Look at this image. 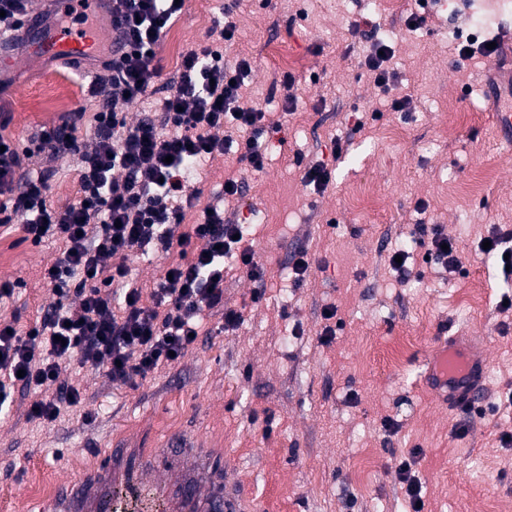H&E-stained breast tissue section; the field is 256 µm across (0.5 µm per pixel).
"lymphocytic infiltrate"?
<instances>
[{"label": "lymphocytic infiltrate", "mask_w": 512, "mask_h": 512, "mask_svg": "<svg viewBox=\"0 0 512 512\" xmlns=\"http://www.w3.org/2000/svg\"><path fill=\"white\" fill-rule=\"evenodd\" d=\"M181 11L175 0H112V56L87 87L99 101L90 127L75 112L41 127L24 147L0 134V225L21 224L33 244L51 240L59 248L43 271L56 300L41 319L21 331L15 319L0 317V412L10 410L18 389L55 381L72 360L119 387L154 376L194 345L204 312H221L217 332L240 324L241 313L224 305L225 264L266 281L254 251L239 246L237 213L213 204L199 222H184L198 199L188 190L189 164L223 154L231 125L246 133L241 161L262 171L260 139L269 124L264 109L242 99L249 55L224 62L223 45L236 31L230 22L219 45L188 50L168 92L156 96L159 41ZM147 103L152 115L129 124L126 107ZM62 155L77 159V193L59 207L36 165ZM152 248L172 260L147 290L128 260ZM82 402V386L70 384L56 398L33 401L28 418L52 423Z\"/></svg>", "instance_id": "lymphocytic-infiltrate-1"}]
</instances>
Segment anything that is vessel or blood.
Returning <instances> with one entry per match:
<instances>
[{
	"mask_svg": "<svg viewBox=\"0 0 512 512\" xmlns=\"http://www.w3.org/2000/svg\"><path fill=\"white\" fill-rule=\"evenodd\" d=\"M92 35L81 27H64L52 37L34 42L33 49L46 55L77 57L91 52ZM496 127L512 134V85L489 93ZM490 367L467 336H449L430 349L423 364L422 382L448 410L477 406L487 398ZM191 461L173 476L159 475L158 449L127 451L121 441H113L104 452V465L93 475L80 476L62 488L47 504L48 512H113L114 491L129 497L160 503L164 512H240L238 499L224 490V473L215 470L205 489H195L199 465L209 464L213 453L192 438H175Z\"/></svg>",
	"mask_w": 512,
	"mask_h": 512,
	"instance_id": "obj_1",
	"label": "vessel or blood"
}]
</instances>
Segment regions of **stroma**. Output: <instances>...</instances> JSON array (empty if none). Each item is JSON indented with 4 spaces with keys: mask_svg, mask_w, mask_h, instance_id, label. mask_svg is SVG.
Listing matches in <instances>:
<instances>
[{
    "mask_svg": "<svg viewBox=\"0 0 512 512\" xmlns=\"http://www.w3.org/2000/svg\"><path fill=\"white\" fill-rule=\"evenodd\" d=\"M486 1L430 0L429 21L415 30L405 20L419 11L418 0H210L205 9L185 0L160 39L162 79L181 61L169 50L171 40L182 51L206 44L226 18L237 32L225 59L246 54L253 61L245 102L265 105L274 92L279 73L263 64L264 43H288L305 62L294 73L297 106L267 138L265 169L251 171L228 152L193 185L205 204L225 178H242L245 203L270 213L243 238L269 273L264 298L252 302L255 282L230 271L224 302L242 314L237 329L199 337L178 363L135 386L116 389L102 373L63 368L43 396L81 384L91 423L70 411L52 424L28 421L35 396L17 393L10 412L0 415V512H28L32 469L62 484L76 474V454L98 453L116 438L135 448L179 435L221 455L225 484L244 512H268L273 497L286 499L292 512H410L398 474L404 459L412 462L422 512H488L493 501L512 506V446L499 440L500 431L512 430V310L499 309L503 296L512 297V283L479 249L493 230H512V141L497 131L482 85L495 56L459 54L462 38L501 40L502 20L512 21V0H494L491 10ZM474 11L488 16L483 30L470 24ZM361 18L398 33L388 63L397 79L388 91L362 63L368 44L354 30ZM108 47L99 42L80 58L43 57L28 46L0 56L7 134L22 142L66 113L93 112L82 77L99 69ZM403 95L411 98L408 110H393V99ZM450 107L466 119L448 131L439 115ZM321 160L333 175L317 194L302 174ZM487 165L492 182L479 194L465 193ZM363 183L380 189L378 212L350 206V190ZM418 224L440 225L456 241L458 271L426 260V246L409 239ZM402 242L409 250L405 280L389 265ZM303 248L311 266L297 287L283 271ZM56 256L52 242L24 241L21 227L0 230V282L17 285L0 314L16 315L19 330L54 302L42 272ZM475 278L485 284L483 300L466 314L459 294ZM327 308L335 310L333 319H324ZM422 314L428 333L399 367L361 362L365 342L387 346ZM327 326L335 334L325 342ZM452 334L480 337L490 363L488 400L499 406L474 418L462 438L454 431L463 414L442 408L420 381L433 342ZM365 448L375 454L362 479L351 461Z\"/></svg>",
    "mask_w": 512,
    "mask_h": 512,
    "instance_id": "1",
    "label": "stroma"
}]
</instances>
